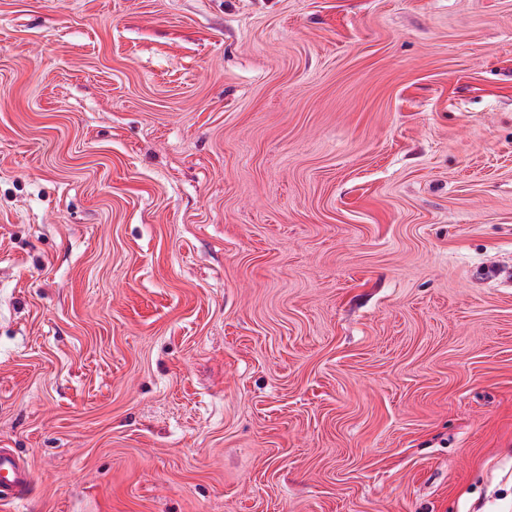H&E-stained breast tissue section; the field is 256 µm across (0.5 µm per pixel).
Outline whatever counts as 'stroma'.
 I'll return each mask as SVG.
<instances>
[{"mask_svg":"<svg viewBox=\"0 0 512 512\" xmlns=\"http://www.w3.org/2000/svg\"><path fill=\"white\" fill-rule=\"evenodd\" d=\"M0 512H512V0H0ZM29 472L4 448H0V500L16 502L25 497Z\"/></svg>","mask_w":512,"mask_h":512,"instance_id":"1","label":"stroma"}]
</instances>
